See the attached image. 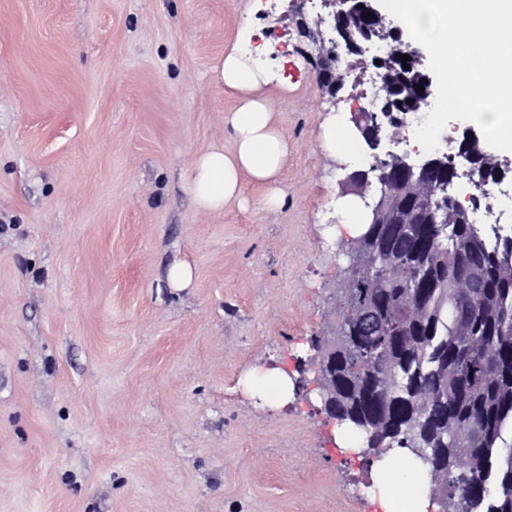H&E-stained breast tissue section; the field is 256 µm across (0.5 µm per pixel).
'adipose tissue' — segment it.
<instances>
[{
  "mask_svg": "<svg viewBox=\"0 0 512 512\" xmlns=\"http://www.w3.org/2000/svg\"><path fill=\"white\" fill-rule=\"evenodd\" d=\"M214 72L218 81L239 94L238 106L228 124L234 143L232 151L214 144L200 153L187 178L186 188L201 210L217 213L225 204L239 199L244 180L267 187L266 204L276 209L285 197L278 182L288 156L287 144L275 126L269 99L263 89L274 79L272 72L246 57L241 47L222 55ZM247 392L271 391V403L284 409L290 401L291 378L287 371L273 368L252 371L245 385ZM427 472H420L405 484L383 485L378 503L383 512H428Z\"/></svg>",
  "mask_w": 512,
  "mask_h": 512,
  "instance_id": "obj_1",
  "label": "adipose tissue"
}]
</instances>
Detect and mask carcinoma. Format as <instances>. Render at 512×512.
<instances>
[{"instance_id": "carcinoma-1", "label": "carcinoma", "mask_w": 512, "mask_h": 512, "mask_svg": "<svg viewBox=\"0 0 512 512\" xmlns=\"http://www.w3.org/2000/svg\"><path fill=\"white\" fill-rule=\"evenodd\" d=\"M416 68L392 78L402 97ZM317 340L328 412L369 450L417 457L447 512H512V251L469 209L367 224Z\"/></svg>"}]
</instances>
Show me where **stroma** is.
Listing matches in <instances>:
<instances>
[{
	"label": "stroma",
	"mask_w": 512,
	"mask_h": 512,
	"mask_svg": "<svg viewBox=\"0 0 512 512\" xmlns=\"http://www.w3.org/2000/svg\"><path fill=\"white\" fill-rule=\"evenodd\" d=\"M244 34L285 203L247 181L212 214L185 185L233 148L213 68ZM311 51L287 0H0V512H377L379 460L309 367L351 240L321 135L360 93L323 99ZM274 366L281 411L244 387Z\"/></svg>",
	"instance_id": "obj_1"
}]
</instances>
